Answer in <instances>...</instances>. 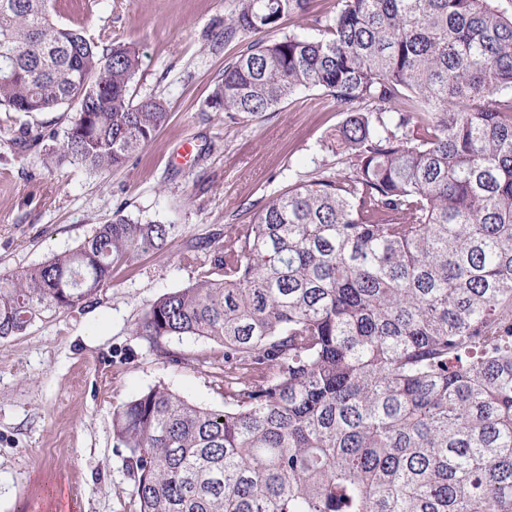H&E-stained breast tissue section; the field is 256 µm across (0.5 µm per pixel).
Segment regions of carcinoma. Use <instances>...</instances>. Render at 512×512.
<instances>
[{"label": "carcinoma", "mask_w": 512, "mask_h": 512, "mask_svg": "<svg viewBox=\"0 0 512 512\" xmlns=\"http://www.w3.org/2000/svg\"><path fill=\"white\" fill-rule=\"evenodd\" d=\"M310 0H239L212 104L274 112L319 88L345 170L267 195L196 281L135 324L159 356L198 336L224 408L163 384L113 406L137 512H512V13L496 0H336L312 39L266 40ZM0 0V109L75 112L63 150L123 167L166 121L130 96L135 48ZM171 226L115 215L0 274V340L82 304Z\"/></svg>", "instance_id": "1"}]
</instances>
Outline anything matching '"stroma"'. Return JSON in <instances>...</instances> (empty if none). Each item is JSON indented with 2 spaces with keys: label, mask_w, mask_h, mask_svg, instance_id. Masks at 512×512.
Listing matches in <instances>:
<instances>
[{
  "label": "stroma",
  "mask_w": 512,
  "mask_h": 512,
  "mask_svg": "<svg viewBox=\"0 0 512 512\" xmlns=\"http://www.w3.org/2000/svg\"><path fill=\"white\" fill-rule=\"evenodd\" d=\"M238 0H58L56 20L91 39L112 35L134 47L135 99L157 97L169 118L123 167L98 172L51 166L73 119L69 112H0V271H17L73 249L122 213L172 225L163 252L116 269L109 286L80 306L47 315L0 342V512H54L62 485L81 512H135L126 449L112 435L114 397L164 384L220 408L212 341H168L173 365L133 328L159 296L195 282L198 242L224 243L228 224L249 223L270 191L318 167L347 161L322 144L344 119L321 90L297 93L276 111L242 122L209 100L240 40L215 35ZM36 136L24 144L22 132ZM190 160L175 163L183 141Z\"/></svg>",
  "instance_id": "1"
}]
</instances>
